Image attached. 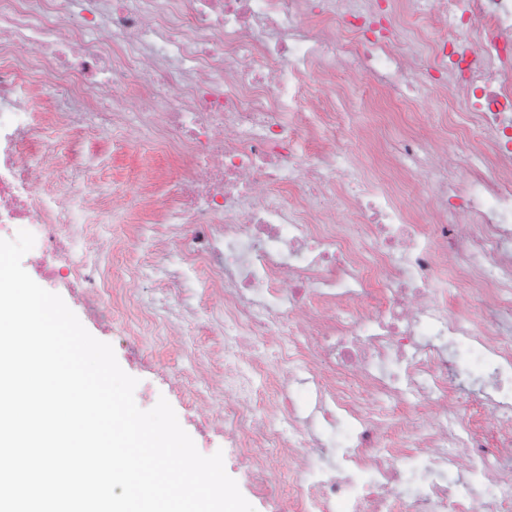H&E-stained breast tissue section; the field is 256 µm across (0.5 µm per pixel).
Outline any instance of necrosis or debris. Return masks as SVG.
I'll return each mask as SVG.
<instances>
[{
	"label": "necrosis or debris",
	"mask_w": 512,
	"mask_h": 512,
	"mask_svg": "<svg viewBox=\"0 0 512 512\" xmlns=\"http://www.w3.org/2000/svg\"><path fill=\"white\" fill-rule=\"evenodd\" d=\"M419 14L425 57L403 44ZM427 69L476 117L436 129L480 136L482 172L407 135L415 169L362 181L358 107L376 89L405 103ZM132 81L143 94L122 96ZM113 130L179 160L166 239L223 291L224 377L196 368L194 410L250 492L298 512H512V336L485 317L512 311V0H0V234L33 233L32 270L94 321L114 293L126 335L176 342L180 316L139 301L141 269L98 264L89 222L123 223L126 203L45 188ZM470 381L488 401L463 424Z\"/></svg>",
	"instance_id": "necrosis-or-debris-1"
}]
</instances>
